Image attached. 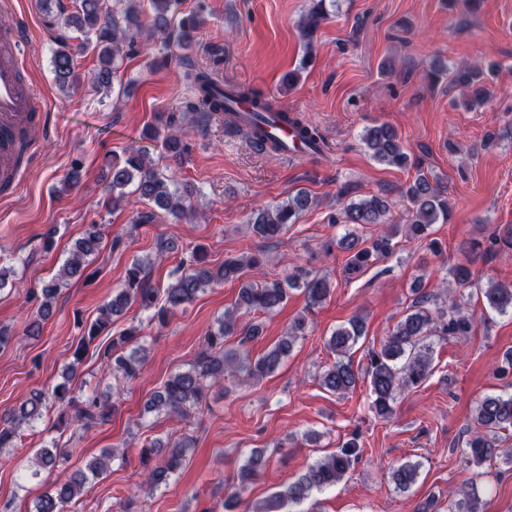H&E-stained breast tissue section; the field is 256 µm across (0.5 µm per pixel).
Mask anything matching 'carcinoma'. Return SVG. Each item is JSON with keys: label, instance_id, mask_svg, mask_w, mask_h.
I'll return each instance as SVG.
<instances>
[{"label": "carcinoma", "instance_id": "cac0c4a2", "mask_svg": "<svg viewBox=\"0 0 512 512\" xmlns=\"http://www.w3.org/2000/svg\"><path fill=\"white\" fill-rule=\"evenodd\" d=\"M151 15L146 21L126 8L115 10L110 0H74L73 10L64 16V25L84 36V41L55 51L52 57L54 80L62 91H70L80 82L76 69L77 55L94 47L98 51L99 65L93 75V84L99 89L109 90L117 73L116 59L123 49H134L144 29L162 39L170 37V24L182 0H149ZM205 4L199 3L195 11L182 17L177 27L176 40L181 48L187 49L194 43L195 32L200 24ZM328 14L326 0H313V7L299 23L305 49L311 50V37L320 21ZM496 65L483 69L479 66L459 68L455 65L435 63L429 76L438 80L448 78V84L459 86L465 99L453 105L466 110L476 109L486 104L494 96L490 77ZM187 78L194 92L190 105L196 112L199 125L203 126L213 118L224 121L248 138L259 150L278 154L281 143L264 130L266 114H275L297 130V136L315 152L323 151L324 139L318 128L301 115L288 112L278 104L249 91L229 86L224 95L216 94V79L205 69L190 64ZM245 100L251 103L253 120L245 123L239 112L229 102ZM363 142L377 161L398 168H414L412 180L401 188V194L411 205L410 218L406 224H391L389 229L378 235L364 238L356 231H347L331 241L334 246L349 253L345 273L355 275L371 266L379 257L393 253L401 230H406L410 238L425 239L435 224H446L450 220L447 192L440 183L429 178L417 169L396 130L386 123L374 124L365 130ZM163 146L169 156L178 164L182 163L188 144L183 136L166 133ZM135 186L139 196L154 203L159 209L173 215L184 216L193 211L191 193H183L170 188L171 180L164 175L152 159L139 149L127 152L123 162L112 163L106 174L105 190L116 203L124 196V189ZM312 204L308 192L300 190L273 208L255 212L249 219L252 230L266 239H275L296 223L299 215ZM390 211V202L384 195H371L359 200H351L344 207V223L355 227L385 223ZM103 232L100 225L93 224L85 234L76 240L60 270L59 277L51 279L41 288V299L37 315L29 323L27 334L41 333V324L52 308L59 292L61 279H80L90 265V259L101 250ZM482 250V254H507L512 251V225L494 237L490 244L483 246L475 242L471 251ZM262 265L255 255H239L224 259L219 267H213L205 255L193 252L180 261L182 271L165 288H155L148 279L151 259L136 257L126 271L124 287L103 304L96 318L88 325L78 324L82 329L73 351V361L66 368L64 381L47 390H33L0 423V448L14 447L22 441L24 432L34 427L43 417L48 403L59 408L54 428L65 431L87 430L105 423L112 405L108 397L92 391L81 399L73 394L70 378L80 364L88 348L100 334L112 326V319L129 310L136 304L143 310H155L154 317L163 321L168 314L191 302L206 288L218 282L243 280L248 271ZM457 288L468 289L474 286L473 272L469 265L459 264L451 271ZM334 283L325 276L297 269L284 279L275 278L261 284H242L235 309L224 312L217 326L204 336L198 355L191 367L169 378L163 390L155 393L148 401V409L178 416H187L203 400L208 384L224 380L225 375L258 379L273 374L294 343L306 335L307 321L303 316L291 323L288 333L278 343L256 358L250 353L229 346L228 339L237 334L244 344L260 336V325L247 324L236 328L239 310L248 314L262 311L272 313L287 300L290 291L302 290L307 307L321 305L331 294ZM488 306L499 314L512 313V288L489 281L478 288ZM473 328V317L466 313L462 304L454 297L440 302L434 294L420 295L413 299L409 312L393 328L380 350L369 353V366L366 374L372 397L371 411L381 418H389L394 413L397 396L405 389L420 386L431 375L432 357L428 340L433 336H467ZM363 323L359 317L350 319L347 324L332 331L327 348L335 356V361L320 375V385L333 394H345L355 388L359 379L351 360V350L362 337ZM140 328L132 327L112 337L105 347L102 357L107 360L113 376L133 378L142 369L146 350L138 345ZM475 421L477 427L466 440L463 455L466 460L482 463L498 456L494 436L504 429L512 428V393L487 395L477 406ZM191 436L183 434L166 443H151L141 450V463L144 474L152 486L158 488L169 483L185 461L186 452L193 447ZM357 441L343 444L336 452L316 460L297 479L251 507L250 512H284V506L300 503L314 492L328 489L350 470L356 460ZM60 456L58 444L42 448L37 453L39 471L51 472ZM116 456L112 448L102 450L99 457L86 465V470L75 472L69 480L55 483L51 489L36 501V512H64L76 497L82 494L89 477L97 478L108 469V463ZM264 452L253 451L239 472V488H244L265 466ZM417 465L405 463L392 471L396 488L407 490L416 481ZM457 500L453 512H482V500L475 488L460 489L454 492Z\"/></svg>", "mask_w": 512, "mask_h": 512}]
</instances>
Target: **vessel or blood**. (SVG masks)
<instances>
[{"label": "vessel or blood", "mask_w": 512, "mask_h": 512, "mask_svg": "<svg viewBox=\"0 0 512 512\" xmlns=\"http://www.w3.org/2000/svg\"><path fill=\"white\" fill-rule=\"evenodd\" d=\"M24 51L18 29L0 28V183L15 187L21 169L16 161L17 143L32 130L43 129L45 116L36 103L37 90L25 84L22 73ZM268 133L282 145L286 157L307 158L310 150L304 149L290 126L274 121Z\"/></svg>", "instance_id": "obj_1"}]
</instances>
